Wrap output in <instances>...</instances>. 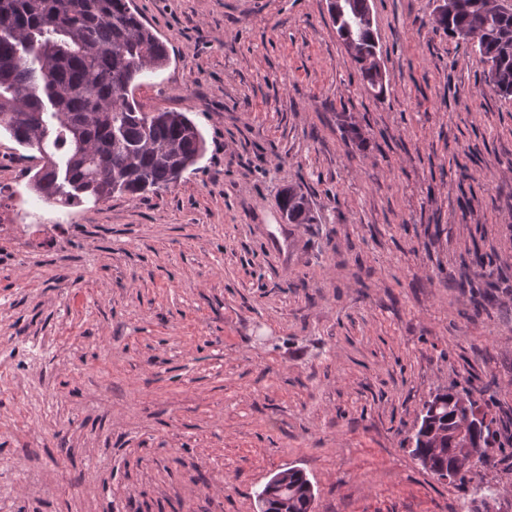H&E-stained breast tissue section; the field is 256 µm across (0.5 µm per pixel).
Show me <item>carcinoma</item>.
Returning <instances> with one entry per match:
<instances>
[{
    "instance_id": "carcinoma-1",
    "label": "carcinoma",
    "mask_w": 512,
    "mask_h": 512,
    "mask_svg": "<svg viewBox=\"0 0 512 512\" xmlns=\"http://www.w3.org/2000/svg\"><path fill=\"white\" fill-rule=\"evenodd\" d=\"M448 16L435 27L452 39L473 36L471 51L488 86L512 96V11L496 0H445ZM369 0H346L331 16L342 43L353 42L352 62L362 81L383 93L373 58L375 30L364 24ZM165 43L133 12L128 0H0V130L36 150L41 168L31 190L45 202L73 205L84 196L107 200L167 188L178 169L194 165L205 139L181 112H144L134 98L137 80L166 67ZM288 221L307 220L303 196L288 191L280 202ZM467 388L448 392L432 422L414 434L415 453L429 471L465 479L486 466L495 438L491 423L475 424ZM305 475L288 476L286 490L267 512H310Z\"/></svg>"
}]
</instances>
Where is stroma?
<instances>
[{"label": "stroma", "mask_w": 512, "mask_h": 512, "mask_svg": "<svg viewBox=\"0 0 512 512\" xmlns=\"http://www.w3.org/2000/svg\"><path fill=\"white\" fill-rule=\"evenodd\" d=\"M436 5L370 0L379 100L328 0H132L170 56L136 99L205 139L141 198L45 203L0 132V512H258L289 467L316 512H512V97ZM464 386L497 438L459 483L411 437ZM281 209L288 210V217L283 214L288 222L303 224L307 220V203L303 196L288 189L280 202Z\"/></svg>", "instance_id": "1"}]
</instances>
